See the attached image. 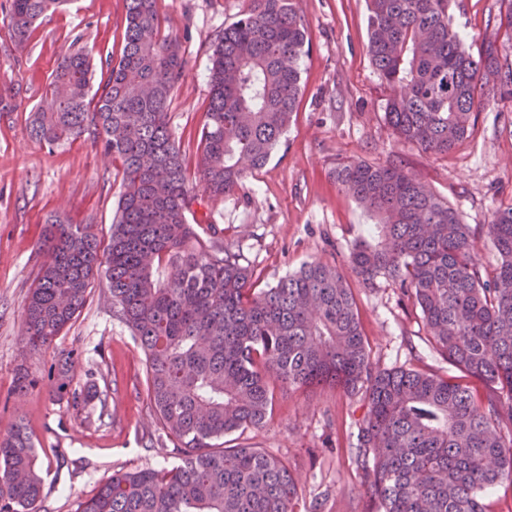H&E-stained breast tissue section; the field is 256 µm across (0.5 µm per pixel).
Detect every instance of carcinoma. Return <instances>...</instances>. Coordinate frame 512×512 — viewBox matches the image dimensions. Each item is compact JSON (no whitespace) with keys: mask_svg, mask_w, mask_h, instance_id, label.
Segmentation results:
<instances>
[{"mask_svg":"<svg viewBox=\"0 0 512 512\" xmlns=\"http://www.w3.org/2000/svg\"><path fill=\"white\" fill-rule=\"evenodd\" d=\"M64 0H9L23 43L32 23ZM124 43L101 93L89 95L91 55L62 56L31 116L52 147L86 132L120 161L121 187L107 245L92 224L47 226L43 261L24 307L23 340L41 353L76 319L105 269L116 317L145 355L150 403L183 449L172 467L117 471L78 512H293L288 463L224 437L263 427L279 384L339 386L360 396L359 452L381 512H486L483 494L512 479V205L487 234L483 263L469 225L411 172L349 162L338 184L377 219L349 270L367 288L385 280L420 309L448 362L489 393L420 369H378L343 271L307 263L256 288L249 266L189 223L199 193L234 195L266 165L301 94L306 27L297 0H249L211 55L210 100L194 175L169 130L184 77L177 41L162 33L157 0H126ZM456 0H367L368 54L379 78L401 88L387 102L397 140L434 155L468 136L490 91L512 99V66L496 42L473 54L452 16ZM72 349L47 376L67 386ZM43 477L23 421L0 433V512H36Z\"/></svg>","mask_w":512,"mask_h":512,"instance_id":"carcinoma-1","label":"carcinoma"}]
</instances>
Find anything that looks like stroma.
<instances>
[{"label":"stroma","instance_id":"obj_1","mask_svg":"<svg viewBox=\"0 0 512 512\" xmlns=\"http://www.w3.org/2000/svg\"><path fill=\"white\" fill-rule=\"evenodd\" d=\"M248 0H158L167 30L187 66L173 94L169 128L198 160L210 87L207 68L225 27ZM0 0V432L24 421L39 451L45 486L38 512H76L81 501L117 470L168 466L180 452L147 395L145 356L115 315L105 275L95 277L78 317L43 353L22 344L23 307L42 261L40 244L50 217L90 224L108 238L120 195L110 155L92 134L54 147L30 135V112L40 102L61 54L91 49L92 87L106 83L118 57L126 0H67L29 28L16 46ZM308 51L301 62L302 96L267 165L250 174L233 196L204 200L197 218L253 269L256 285L273 286L302 264L320 261L346 269L356 243L369 241L375 219L337 186L333 172L349 161L393 160L420 178L470 224L484 262L494 260L486 226L512 204V100L492 98L474 114L469 137L446 155L399 143L385 121L390 90L367 52L366 0H298ZM505 0H458L455 27L467 43L496 40L512 61V38L500 33ZM370 358L382 369H426L465 380L477 394L486 384L462 372L431 343L419 309L383 282L366 288L349 277ZM78 350L72 387L87 394L74 405L57 396L45 370L60 353ZM35 388L15 393L18 368ZM360 398L340 389L281 388L267 424L232 435L228 446L263 448L288 462L296 480L295 512H379L357 461Z\"/></svg>","mask_w":512,"mask_h":512}]
</instances>
